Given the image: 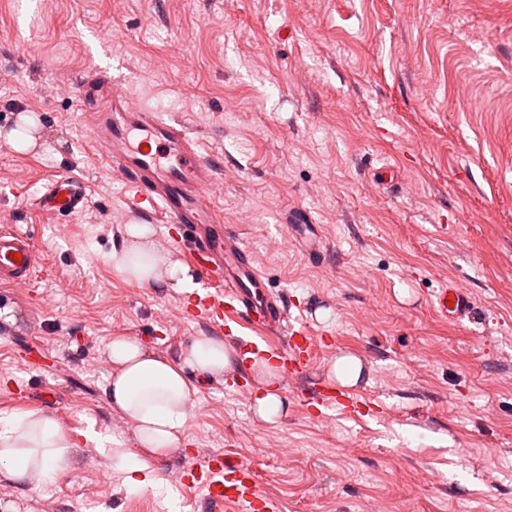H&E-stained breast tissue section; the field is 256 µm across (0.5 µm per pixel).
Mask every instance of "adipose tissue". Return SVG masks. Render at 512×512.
Here are the masks:
<instances>
[{
    "mask_svg": "<svg viewBox=\"0 0 512 512\" xmlns=\"http://www.w3.org/2000/svg\"><path fill=\"white\" fill-rule=\"evenodd\" d=\"M129 243L113 252L112 262L130 281L156 284L181 294L194 292L196 284L188 267L171 260L156 247L153 230L146 224L126 227ZM112 375L105 395L113 410L135 429L136 451L118 447L116 437L87 428L82 438L98 445H112V467L132 489L153 487L146 477L148 460H164L185 443L193 388L189 375L207 381L222 376L233 362L223 340L199 336L183 348L179 360L157 356L130 336L113 337L107 347ZM265 381L254 398L252 411L263 423H278L287 412L281 395L282 373L274 362L262 363ZM72 436L52 415L30 411L0 417V473L8 478L51 482L68 470Z\"/></svg>",
    "mask_w": 512,
    "mask_h": 512,
    "instance_id": "ef3b65f1",
    "label": "adipose tissue"
}]
</instances>
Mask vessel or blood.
<instances>
[{
    "label": "vessel or blood",
    "instance_id": "b4317fda",
    "mask_svg": "<svg viewBox=\"0 0 512 512\" xmlns=\"http://www.w3.org/2000/svg\"><path fill=\"white\" fill-rule=\"evenodd\" d=\"M78 98L88 133L113 171L132 189V208L151 216L162 213L170 229L169 246L187 251L201 283L199 292L180 303L181 318L207 324L226 334L240 349L280 365L284 374L302 383L307 405L317 413L340 409L353 414L360 406L351 390L311 377L314 337L306 323L296 321L281 293L268 288L249 250L224 225L212 202L224 175L215 156L204 154L185 123L139 103L113 83L107 72L85 77ZM87 203V186L71 175L54 177L33 198L35 211L74 215ZM39 263L29 234L0 227V283L28 288ZM431 306L443 320L469 315L473 304L458 283L435 291ZM261 329L257 338L239 335V328ZM287 333L285 345L270 336ZM181 483L204 491V512H278L276 502L262 494L254 469L213 453L182 465Z\"/></svg>",
    "mask_w": 512,
    "mask_h": 512
}]
</instances>
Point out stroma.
<instances>
[{
  "label": "stroma",
  "mask_w": 512,
  "mask_h": 512,
  "mask_svg": "<svg viewBox=\"0 0 512 512\" xmlns=\"http://www.w3.org/2000/svg\"><path fill=\"white\" fill-rule=\"evenodd\" d=\"M103 69L223 158L217 209L323 335L316 376L342 355L365 360L357 386L373 413L320 419L288 382L287 415L261 423L259 378L237 350L244 390L198 383L189 449L153 463L155 488L132 490L111 448L84 441L70 475L0 476V500L20 512H196L199 490L170 475L221 452L253 467L281 512H512V82L501 79L512 0H0V225L31 232L40 256L34 287H0L13 311L0 317V416L45 411L130 443L103 394L112 338L174 361L212 330L174 317L181 293L112 263L141 218L66 91ZM22 107L38 145L19 152L3 135ZM66 174L89 186L83 212L30 209ZM299 210L319 226L324 262L291 237ZM451 281L474 319L430 308Z\"/></svg>",
  "instance_id": "1"
}]
</instances>
